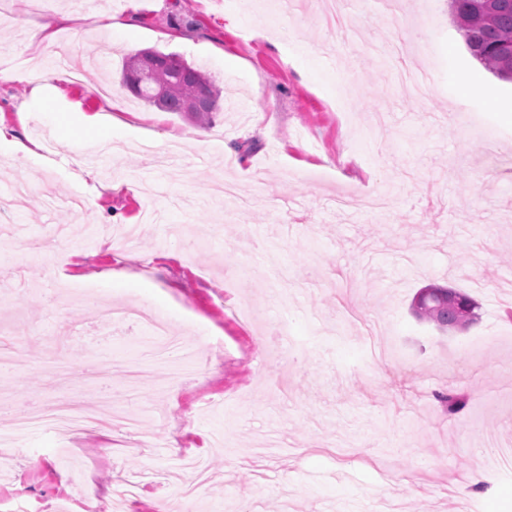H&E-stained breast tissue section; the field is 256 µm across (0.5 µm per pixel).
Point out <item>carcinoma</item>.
Instances as JSON below:
<instances>
[{
    "mask_svg": "<svg viewBox=\"0 0 512 512\" xmlns=\"http://www.w3.org/2000/svg\"><path fill=\"white\" fill-rule=\"evenodd\" d=\"M450 15L470 54L491 73L512 81V0H449ZM151 76H140L139 56L123 65L122 84L140 100L166 112L209 122L221 110V91L211 77L176 52L151 50ZM476 304L453 288L429 284L412 303L414 315L452 331L474 322ZM450 413L466 401L453 391L436 394Z\"/></svg>",
    "mask_w": 512,
    "mask_h": 512,
    "instance_id": "cac0c4a2",
    "label": "carcinoma"
}]
</instances>
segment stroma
<instances>
[{
  "label": "stroma",
  "mask_w": 512,
  "mask_h": 512,
  "mask_svg": "<svg viewBox=\"0 0 512 512\" xmlns=\"http://www.w3.org/2000/svg\"><path fill=\"white\" fill-rule=\"evenodd\" d=\"M321 0H45L70 15L53 45L22 24L29 0H0V127L34 155L0 148V185L28 194L0 218V322L29 365L0 372V402L96 404L139 413L141 431L65 436L32 426L16 453H0V501L28 512L53 504L85 512L70 478L95 490V512H186L171 473L178 450L202 456L207 512H512V82L476 61L448 0H356L346 25L325 26ZM112 14L124 35L102 26ZM401 40L421 89L400 86L372 44ZM66 45L81 80H53ZM155 47L181 54L216 81L224 109L206 130L229 152L192 140L187 117L136 99L121 83L126 58ZM41 110L57 113L46 149ZM119 109H112V102ZM115 113L114 151L74 155L68 133L84 116ZM121 183L81 184L80 168ZM83 191L85 211H49L46 191ZM197 247H176L173 232ZM111 286H104V278ZM436 283L477 303L476 321L443 333L410 313ZM102 302L144 304L171 335L207 359L181 378L154 371L132 382L150 330L104 326L95 307L47 305L57 287ZM79 372L42 371L47 340ZM224 344L211 349V340ZM452 390L451 414L434 399ZM231 396L229 407H207ZM479 468L483 490L467 477ZM143 481L136 499L110 491Z\"/></svg>",
  "instance_id": "stroma-1"
}]
</instances>
